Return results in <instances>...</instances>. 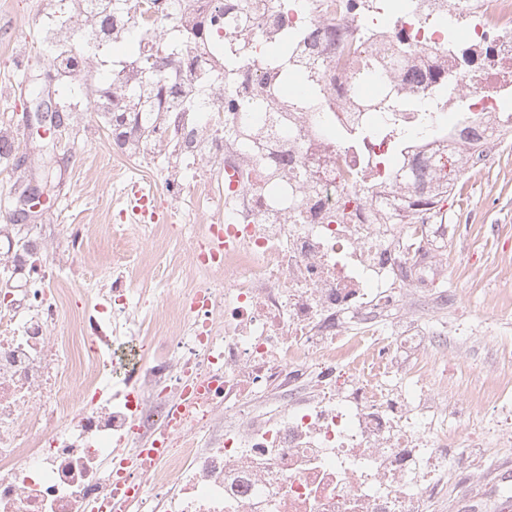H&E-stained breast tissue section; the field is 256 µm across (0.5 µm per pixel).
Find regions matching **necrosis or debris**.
Wrapping results in <instances>:
<instances>
[{
    "label": "necrosis or debris",
    "instance_id": "necrosis-or-debris-1",
    "mask_svg": "<svg viewBox=\"0 0 512 512\" xmlns=\"http://www.w3.org/2000/svg\"><path fill=\"white\" fill-rule=\"evenodd\" d=\"M350 0H118L79 51L123 81L141 55L169 61L150 141L113 139L112 158L152 155L168 183L193 185L181 217L153 197L151 224L112 227V285L76 288L47 271L49 245L0 226V512H435L464 464L512 456V263L484 297L488 318L448 315V272L432 247L447 227L400 172L395 130L421 145L425 179L451 161L498 158L506 122L498 72H512V0H447L432 25L355 26ZM477 18L465 48L447 21ZM291 62L315 73L314 112L228 110V98L288 96L272 62L288 30ZM432 45L379 78L398 36ZM167 38V39H168ZM135 42V56L114 54ZM242 41L251 62L224 71L215 47ZM462 81L477 132L430 141L416 112L366 103L398 91L424 101ZM36 288L19 287L26 273ZM496 361L463 393L448 352L468 365L477 341Z\"/></svg>",
    "mask_w": 512,
    "mask_h": 512
}]
</instances>
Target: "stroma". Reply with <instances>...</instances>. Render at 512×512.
<instances>
[{"label": "stroma", "instance_id": "stroma-1", "mask_svg": "<svg viewBox=\"0 0 512 512\" xmlns=\"http://www.w3.org/2000/svg\"><path fill=\"white\" fill-rule=\"evenodd\" d=\"M55 0H0V139L11 146L0 158V214L14 224H37L43 236L67 251L63 226L97 230L79 257L104 283L112 281V183L121 176L112 167V131L92 110L77 111L70 94L53 78L43 51V19ZM58 111L57 127L40 132L37 117L27 116L31 93ZM461 189L444 206L448 236L439 251L448 262V285L475 318H485L480 302L491 285L484 269L512 255V139L503 141L495 165L459 178ZM43 202L19 207L27 187ZM471 252L460 261L457 242Z\"/></svg>", "mask_w": 512, "mask_h": 512}]
</instances>
